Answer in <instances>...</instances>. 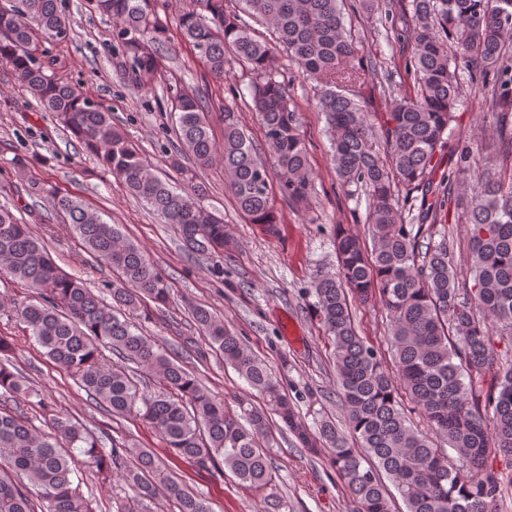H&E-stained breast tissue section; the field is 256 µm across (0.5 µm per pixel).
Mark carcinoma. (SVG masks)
<instances>
[{"label":"carcinoma","mask_w":512,"mask_h":512,"mask_svg":"<svg viewBox=\"0 0 512 512\" xmlns=\"http://www.w3.org/2000/svg\"><path fill=\"white\" fill-rule=\"evenodd\" d=\"M179 18V34L204 60L208 75L222 81L238 63L254 75L251 111L262 128L270 160L246 136L238 113L215 107L196 89L179 88L172 101L179 148L168 164L176 182L152 172L151 164L86 94L53 74L35 57L41 40L62 39L68 16L58 0H22L20 9H0V62L9 65L47 112L103 169L121 180L178 230L192 253L221 254L230 246L224 219L203 203L198 173L220 165L239 211L251 224H275L272 184L302 202L313 175L299 133V120L278 80L283 51L298 73L319 84L316 107L331 138V161L341 188L360 190L367 200L372 247L339 228L334 237L338 273L316 278L306 293L334 346L338 396L351 436L330 421L317 431L296 419L294 404L271 367L250 352L224 321L203 306L192 317L208 344L245 379L267 407H244L247 424L142 332L141 306L170 302L166 277L144 249L75 196L45 189L54 212L72 227L85 251L112 269L106 302L87 282L63 271L49 250L0 206V272L21 284L33 300L14 307L35 344L69 373L99 408L114 417L133 416L150 425L170 454L209 471L226 470L240 484L264 494L267 512H280L278 474L271 461L275 415L304 448L330 453L336 474L359 512H392L396 490L405 512H493L512 469L497 470L490 457L512 459V358L495 361V338L512 340V0H361L384 11L397 39L411 47L405 68L413 92L391 90L384 112H366L351 97L359 79L360 46L346 34L343 0H192ZM110 17L112 58L141 88L159 70L160 47L169 41L154 0H89ZM245 12L272 29L261 41ZM481 84L495 111L498 162L470 165L471 150L456 143L458 171L469 174L471 195L455 192L456 180L439 172L437 153L447 144L459 96V70ZM493 74L492 85L486 77ZM224 123L216 139L214 116ZM421 192L418 211H405ZM462 210L470 241L469 277L454 264L448 230L437 228L447 206ZM379 295L389 317L395 371L357 332L352 305ZM13 343L0 336V390L27 392V380L10 369ZM121 358L112 362L106 352ZM147 370L155 389L141 387L130 365ZM493 372L483 392L465 383L475 371ZM414 403L434 427L431 439L414 429L403 399ZM47 430L27 413L0 407V512H94L73 476L85 467L117 475L130 493L116 512H146L162 495L178 512H210L149 450L127 441L103 449L100 437L80 422L48 414ZM453 448V461L443 445Z\"/></svg>","instance_id":"obj_1"}]
</instances>
